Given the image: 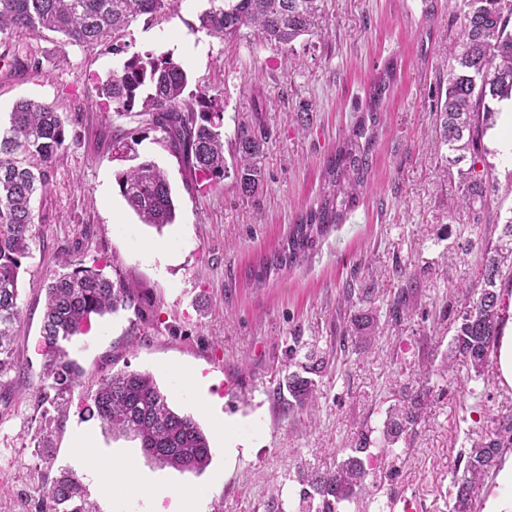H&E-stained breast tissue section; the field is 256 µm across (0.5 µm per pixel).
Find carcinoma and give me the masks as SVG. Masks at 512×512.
<instances>
[{
	"label": "carcinoma",
	"mask_w": 512,
	"mask_h": 512,
	"mask_svg": "<svg viewBox=\"0 0 512 512\" xmlns=\"http://www.w3.org/2000/svg\"><path fill=\"white\" fill-rule=\"evenodd\" d=\"M198 17L199 28L211 37L237 40L248 29L280 47L301 36L316 33L320 0H209ZM503 0H463L460 34L448 45V80L438 98L441 143L453 161L466 158L494 125L486 105L491 97L512 98V8ZM181 0H0V34L41 37L62 35L66 45L90 50L112 41V54L123 58L99 83L95 105L118 116L133 112L149 116L146 124L164 134L203 188L214 187L232 174L245 195L262 184L261 158L267 131L242 126L234 136L233 160L224 157V104L197 86L189 89L191 75L171 51L128 53L125 32L143 15L175 13ZM394 67H386L372 80L364 110L324 160L323 185L318 195L301 209L289 226L284 242L250 268L260 283L271 274L301 265L318 251L324 237L344 223L366 192L378 143L381 112ZM69 118L52 103L20 100L13 106L9 125L0 127V378L23 368L14 357L16 328L21 322L19 275L23 260L36 245L40 217L36 197L47 193L52 164L68 142ZM137 130L115 136L118 152L132 165L115 174L122 198L142 223L162 230L175 223L176 205L165 171L153 160L140 158ZM494 185L489 172L470 166L465 172L462 196L474 219L490 204ZM499 250H486L481 282L473 287L477 297L455 319L451 352L466 362L474 376L489 371L498 354L502 298L497 283H512V266L503 268ZM61 272L46 288L41 337L46 349L39 403L49 402L57 413L66 409L65 394L82 372L68 358L63 343L71 340L91 317L115 313L139 301V292L114 282L95 266L67 254L60 258ZM416 282L403 276L401 287L388 305V315L399 320L409 313ZM377 319L367 308L352 316L349 335L373 336ZM325 357L310 355L303 373L289 377L288 407L315 410L316 382L312 376L325 371ZM431 389L425 384L406 394L392 408L382 430L384 446L396 443L419 421ZM92 416L105 431L139 441L146 458L161 467L201 473L211 462L210 441L198 421L179 414L152 375L119 371L101 376L93 396ZM489 433L472 441L462 474L454 475L452 512H479L480 487L489 478L502 450L512 447V414L491 418ZM370 435L361 434L352 455L327 471L310 470L302 477L307 489L299 512H338L341 504L370 499L369 470L361 454ZM40 512H93L86 488L77 475L62 471L48 491L39 496Z\"/></svg>",
	"instance_id": "carcinoma-1"
}]
</instances>
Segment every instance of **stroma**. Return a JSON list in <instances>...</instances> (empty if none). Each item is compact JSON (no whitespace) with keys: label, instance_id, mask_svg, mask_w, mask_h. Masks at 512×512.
<instances>
[{"label":"stroma","instance_id":"35a3bbf8","mask_svg":"<svg viewBox=\"0 0 512 512\" xmlns=\"http://www.w3.org/2000/svg\"><path fill=\"white\" fill-rule=\"evenodd\" d=\"M208 6L193 0L175 14L140 17L126 39L134 52L173 51L194 84L223 100L225 141L241 126L266 128L263 185L250 197L231 176L198 187L160 133L143 129L142 117L96 106L97 79L119 65L106 47L0 35V121L21 99L54 103L70 118L69 145L53 164L48 193L35 201L40 243L20 274L15 357L26 373L0 379V507L35 512L39 493L70 468L89 427L93 449L122 456L128 468L181 496L203 492L205 512H296L298 467L335 468L367 431L378 484L368 512H451L452 473L463 465L459 454L470 448V435L488 431L492 416L512 413V388L501 386L497 369L485 382L468 378L460 360L440 372L454 316L481 278L484 250L505 243L512 216V155L498 152L493 135L482 140L478 165L496 190L484 222L475 224L461 200L460 168L447 163L440 139L439 83L459 31L460 0H434L429 13L423 0H322L317 33L288 47L251 33L231 43L210 37L206 52L193 57L187 45L201 37L198 16ZM20 47L38 68L7 69ZM390 61L396 81L363 204L301 266L254 283L248 268L278 248L316 196L326 156ZM304 109L312 114L305 128L297 122ZM130 129L140 130L141 158L165 169L178 198L175 223L160 232L141 223L115 182L124 163L113 155L112 136ZM65 253L133 284L140 304L92 317L67 344L85 376L61 417L51 404H38L36 393L45 288ZM404 274L418 288L407 318L395 322L387 305ZM350 280L370 291L374 336L343 334L352 310L340 295ZM313 348L330 356L316 379L318 406L312 414L289 411L277 394ZM120 370L152 373L173 406L197 419L210 438L207 470L160 467L139 442L105 433L89 417L98 376ZM197 373L222 413L237 421L235 456L225 453L224 434L197 403L190 385ZM230 375L232 388L224 385ZM422 382L431 389L422 418L394 454H383L379 431L388 409ZM88 499L97 512L153 509L121 483Z\"/></svg>","mask_w":512,"mask_h":512}]
</instances>
